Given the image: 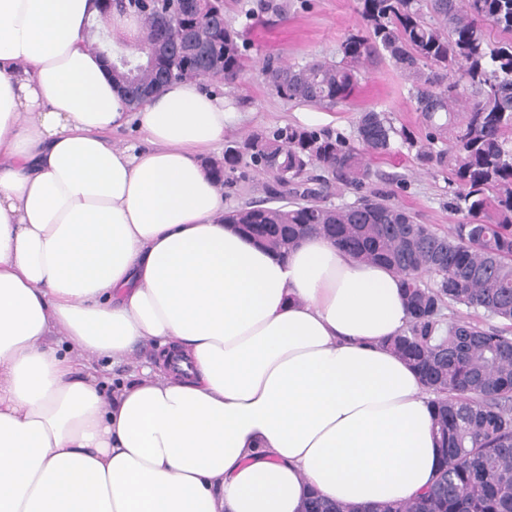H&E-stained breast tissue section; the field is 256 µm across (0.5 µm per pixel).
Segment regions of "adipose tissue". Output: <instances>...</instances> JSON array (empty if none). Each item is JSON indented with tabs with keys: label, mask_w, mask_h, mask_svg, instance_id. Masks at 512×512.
I'll return each mask as SVG.
<instances>
[{
	"label": "adipose tissue",
	"mask_w": 512,
	"mask_h": 512,
	"mask_svg": "<svg viewBox=\"0 0 512 512\" xmlns=\"http://www.w3.org/2000/svg\"><path fill=\"white\" fill-rule=\"evenodd\" d=\"M101 8L0 0V512L418 497L440 456L430 392L384 345L409 321L399 275L225 223L209 160L239 113L191 78L130 109L87 41ZM145 339L164 361L112 396L74 373L72 352Z\"/></svg>",
	"instance_id": "adipose-tissue-1"
}]
</instances>
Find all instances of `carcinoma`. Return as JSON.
Listing matches in <instances>:
<instances>
[{
  "instance_id": "carcinoma-1",
  "label": "carcinoma",
  "mask_w": 512,
  "mask_h": 512,
  "mask_svg": "<svg viewBox=\"0 0 512 512\" xmlns=\"http://www.w3.org/2000/svg\"><path fill=\"white\" fill-rule=\"evenodd\" d=\"M169 38L187 30L209 50L202 64L162 44L155 62L139 47L109 43L113 78L137 107L160 91L161 73L235 82L244 71V32L216 19L224 0H202L185 15L179 4L156 5ZM361 28L339 47L340 59L301 66L267 65L276 94L333 111L345 104L362 72L386 60L409 85L428 129L425 141L396 127L383 110L360 112L357 142L329 130L286 124L253 132L224 147L218 181L229 183L245 160L270 176L265 198L235 207L224 221L285 256L304 236L322 234L354 256L402 277L410 319L384 341L436 395L432 429L440 466L414 500L374 505L378 512H512V336L444 310L465 306L512 323V0H360ZM502 34L491 39L492 32ZM424 165L450 173L453 209L463 222L440 233L384 191L362 192L371 176L365 157L391 152L395 140ZM332 173L360 192L346 206L327 203ZM305 512H358L309 492Z\"/></svg>"
}]
</instances>
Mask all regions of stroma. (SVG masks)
I'll list each match as a JSON object with an SVG mask.
<instances>
[{
  "instance_id": "35a3bbf8",
  "label": "stroma",
  "mask_w": 512,
  "mask_h": 512,
  "mask_svg": "<svg viewBox=\"0 0 512 512\" xmlns=\"http://www.w3.org/2000/svg\"><path fill=\"white\" fill-rule=\"evenodd\" d=\"M282 14L257 9V0H224L227 19L244 29L247 48L240 83L227 85L205 80L207 90L232 100L247 115L244 123L229 127L227 139H236L257 130L294 122L299 104L280 98L269 85L263 68L267 62L303 64L314 58H334L344 37L357 29L361 19L357 0H278ZM387 111L395 126H406L417 136L426 129L410 101L399 74L388 62H380L366 75L347 106L336 108L338 132L355 137V118L366 109ZM371 188L391 193L395 203L409 210L418 223L447 232L459 216L449 206L448 176L422 168L413 151L395 142L391 154L370 160ZM158 348L143 341L124 360L82 354L81 363L95 367L113 386L130 383L138 366L155 360Z\"/></svg>"
}]
</instances>
